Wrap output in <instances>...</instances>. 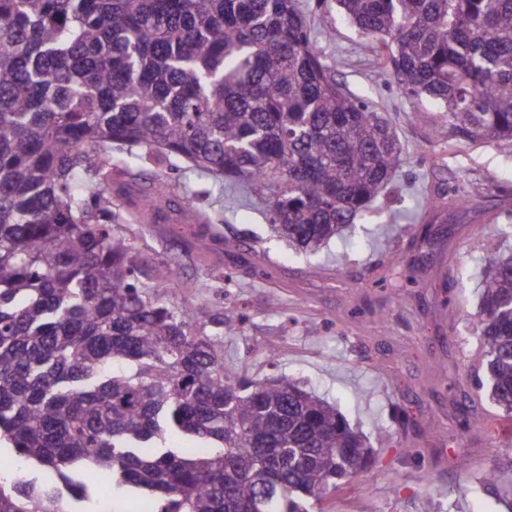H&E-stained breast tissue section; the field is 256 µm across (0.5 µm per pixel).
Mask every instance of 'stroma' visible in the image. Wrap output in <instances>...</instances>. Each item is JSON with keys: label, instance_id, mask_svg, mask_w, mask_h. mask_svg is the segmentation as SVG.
Segmentation results:
<instances>
[{"label": "stroma", "instance_id": "stroma-1", "mask_svg": "<svg viewBox=\"0 0 512 512\" xmlns=\"http://www.w3.org/2000/svg\"><path fill=\"white\" fill-rule=\"evenodd\" d=\"M298 7L337 83L398 137L400 164L370 208L342 237L306 253L275 235L263 205L242 191L218 190L182 161L133 162L127 177L139 189L195 192L223 238L166 218L139 222L118 199L115 230L150 270L179 271L182 290L168 304L196 326L242 309L244 326L217 339L225 363L249 377L293 378L368 439L372 468L327 498L328 512H420L427 500L435 512H504L480 477L512 455V420L495 416L475 386L481 345L469 319L479 309L486 241L512 228V139H458L439 102L408 95L378 65L377 49L336 0H298ZM450 188L469 209L432 214V198ZM228 239L239 243L231 255ZM255 263L265 278L253 276ZM395 268L409 278L400 299L386 283ZM374 313L384 315V330L371 327ZM442 363L447 373L438 372ZM474 413L478 427L462 430Z\"/></svg>", "mask_w": 512, "mask_h": 512}]
</instances>
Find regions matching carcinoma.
I'll return each mask as SVG.
<instances>
[{
	"instance_id": "1",
	"label": "carcinoma",
	"mask_w": 512,
	"mask_h": 512,
	"mask_svg": "<svg viewBox=\"0 0 512 512\" xmlns=\"http://www.w3.org/2000/svg\"><path fill=\"white\" fill-rule=\"evenodd\" d=\"M453 135L512 139V0H336ZM179 159L265 202L305 251L340 236L399 147L345 94L295 0H0V512H312L373 464L336 409L247 378L140 286L114 232L112 149ZM184 218L204 222L194 193ZM241 317L226 311L217 333ZM476 386L512 417V257L486 244ZM176 437L184 448H170ZM512 472L482 474L496 493ZM52 472L56 482L43 483Z\"/></svg>"
}]
</instances>
